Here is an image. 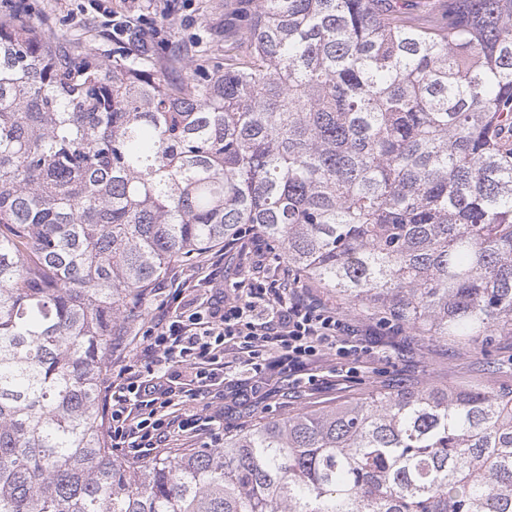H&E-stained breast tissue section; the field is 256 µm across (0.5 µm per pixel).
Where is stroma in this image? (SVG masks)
<instances>
[{
    "instance_id": "1",
    "label": "stroma",
    "mask_w": 512,
    "mask_h": 512,
    "mask_svg": "<svg viewBox=\"0 0 512 512\" xmlns=\"http://www.w3.org/2000/svg\"><path fill=\"white\" fill-rule=\"evenodd\" d=\"M26 4L28 23L63 43L81 37L87 48L107 60L130 50L154 61L164 56L171 44L195 39L212 48L216 65L223 58L225 37L236 32L242 6L241 0H159L140 35L117 37L112 33V15L127 12L129 0H26ZM258 260L255 244L246 236L232 248L218 246L191 261L171 265L155 282L138 319L123 335L113 337L111 372L129 365L144 370L150 327L187 305H221L225 291ZM187 281L195 283V290L182 291L181 285ZM340 311L348 322L365 325L374 334L375 344L389 352V360L369 361L367 371L357 375L330 372L315 385L301 387L295 383V374L284 366L267 367L259 374L247 366L236 367L204 397L184 398L178 416L193 421L194 427L170 438L167 451L215 448L223 444L225 434L256 423L351 402L399 383L434 382L451 388L471 382L512 385V338L465 352L449 340L420 341L406 330L387 333L379 319L359 309L344 305Z\"/></svg>"
}]
</instances>
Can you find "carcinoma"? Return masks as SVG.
Returning a JSON list of instances; mask_svg holds the SVG:
<instances>
[{
	"mask_svg": "<svg viewBox=\"0 0 512 512\" xmlns=\"http://www.w3.org/2000/svg\"><path fill=\"white\" fill-rule=\"evenodd\" d=\"M0 16V512H512V386L376 390L130 467L113 331L255 230L465 350L512 337V0H256L213 66Z\"/></svg>",
	"mask_w": 512,
	"mask_h": 512,
	"instance_id": "obj_1",
	"label": "carcinoma"
}]
</instances>
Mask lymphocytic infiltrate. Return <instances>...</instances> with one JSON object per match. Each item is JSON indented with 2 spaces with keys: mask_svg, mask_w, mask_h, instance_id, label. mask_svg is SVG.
<instances>
[{
  "mask_svg": "<svg viewBox=\"0 0 512 512\" xmlns=\"http://www.w3.org/2000/svg\"><path fill=\"white\" fill-rule=\"evenodd\" d=\"M265 255L264 265L233 284L222 308L206 314L183 310L157 323L147 336L152 365L174 360L189 365L202 393L215 385L231 358L257 373L266 362L296 369L327 359L350 373L375 357L338 309L316 308L296 296L293 286L300 278L290 274L274 247H266ZM174 397L161 376L118 372L105 392L113 447L139 456L185 430L187 421L167 416Z\"/></svg>",
  "mask_w": 512,
  "mask_h": 512,
  "instance_id": "f902f5d3",
  "label": "lymphocytic infiltrate"
}]
</instances>
